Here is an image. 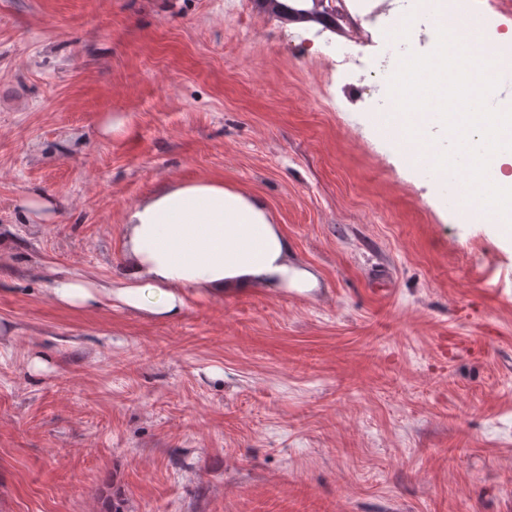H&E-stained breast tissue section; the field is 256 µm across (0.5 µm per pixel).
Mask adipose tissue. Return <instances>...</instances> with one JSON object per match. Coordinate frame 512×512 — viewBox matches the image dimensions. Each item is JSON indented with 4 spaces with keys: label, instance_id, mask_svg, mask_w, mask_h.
I'll use <instances>...</instances> for the list:
<instances>
[{
    "label": "adipose tissue",
    "instance_id": "1",
    "mask_svg": "<svg viewBox=\"0 0 512 512\" xmlns=\"http://www.w3.org/2000/svg\"><path fill=\"white\" fill-rule=\"evenodd\" d=\"M290 251L260 198L219 180L167 186L126 216L120 287L58 279L51 294L68 309L114 298L174 319L192 290L220 297L231 289L310 287L311 274L289 262Z\"/></svg>",
    "mask_w": 512,
    "mask_h": 512
}]
</instances>
